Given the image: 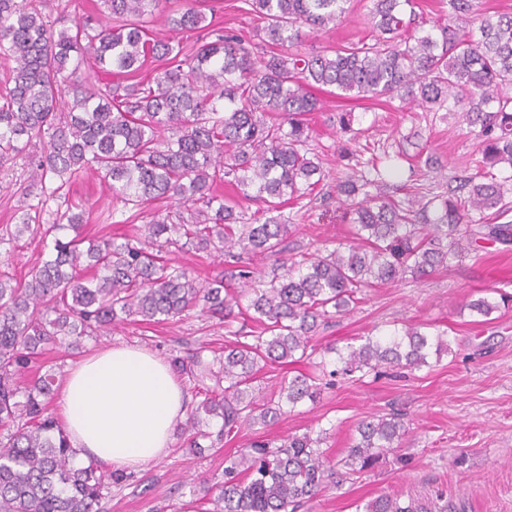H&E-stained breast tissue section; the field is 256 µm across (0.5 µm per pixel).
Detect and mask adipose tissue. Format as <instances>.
Listing matches in <instances>:
<instances>
[{
	"label": "adipose tissue",
	"mask_w": 512,
	"mask_h": 512,
	"mask_svg": "<svg viewBox=\"0 0 512 512\" xmlns=\"http://www.w3.org/2000/svg\"><path fill=\"white\" fill-rule=\"evenodd\" d=\"M57 405L79 458L110 472L165 456L186 410L183 388L168 365L123 345L98 350L71 369Z\"/></svg>",
	"instance_id": "obj_1"
}]
</instances>
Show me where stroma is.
<instances>
[{"instance_id": "35a3bbf8", "label": "stroma", "mask_w": 512, "mask_h": 512, "mask_svg": "<svg viewBox=\"0 0 512 512\" xmlns=\"http://www.w3.org/2000/svg\"><path fill=\"white\" fill-rule=\"evenodd\" d=\"M100 2L35 0L58 30L79 18L104 19ZM211 3L214 12L207 23L259 42L262 22L242 0ZM370 7L369 0H354L342 22L306 38L299 52L330 50L368 36ZM318 96L324 107L308 117V146L326 178L301 205L285 207L293 222L291 247L314 252L351 242L352 226L342 218L336 184L363 171L370 159L386 168L388 185L432 197L447 192L481 157L479 139L452 113L429 112L396 97L355 99L325 90ZM345 111L357 117L349 131L338 123ZM69 208L83 212L86 238L133 231L132 220L114 212L112 191L96 170L80 173L50 196L33 185L27 153L0 165V270L24 280L47 254L30 235L14 239L23 212L37 213L41 223L50 224ZM503 294L512 295V246L491 242L449 257L423 278L367 289L352 311L314 336L317 348L356 346L364 336L421 322L447 330L450 353L429 368L397 373L384 368L358 380L337 378L317 403L298 404L268 424L242 425L234 438L200 456L189 453L184 435L174 432L168 455L136 469V484L114 487L106 512H178L200 497L203 479L221 477L225 455L257 440L277 443L322 431L323 449L331 460H339L356 438L358 423L386 414L398 417L405 429L395 453L362 474L327 484L299 512H363L367 503L388 492L415 499L459 498L466 512H512V307L495 312L488 322L467 307L471 299ZM224 341L223 324L194 309L161 324L126 321L109 335L84 338L80 353L61 362L63 370H70L80 357L112 344L135 346L167 362L201 346L223 354Z\"/></svg>"}]
</instances>
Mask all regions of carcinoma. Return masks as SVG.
I'll return each instance as SVG.
<instances>
[{
  "label": "carcinoma",
  "mask_w": 512,
  "mask_h": 512,
  "mask_svg": "<svg viewBox=\"0 0 512 512\" xmlns=\"http://www.w3.org/2000/svg\"><path fill=\"white\" fill-rule=\"evenodd\" d=\"M102 0L115 25L77 20L58 32L28 0H0V53L14 58L8 86L0 90V161L37 139L43 152L30 159L32 178L67 183L87 168L112 181L116 202L138 211L167 199L188 210H156L132 236L103 238L82 248L84 215L68 211L43 228L52 256L34 265L22 283L0 273V512H104L112 485L132 475L105 474L76 461L68 434L50 405L59 383L46 351L73 338L101 336L112 324L136 316L162 323L194 308L224 320L235 340L224 357L208 360L196 349L172 370L193 381L201 397L180 424L193 453L214 448L241 425L284 413L283 404L319 398L328 380L300 374L280 388L285 402H259L256 374L269 364L291 365L317 354L312 337L349 312L366 288L420 278L455 253L491 241L512 246V221L480 224L472 213L500 217L512 211V14L470 29L474 0H448V23L430 28L414 0H372L374 42L361 38L327 52L275 53L327 30L351 11L352 0H246L263 20L264 46L245 43L232 29H213L197 46L150 37L157 12L179 30L201 28L206 16L187 2ZM410 10H405V7ZM91 56L98 68L134 76L149 59L164 62L145 82L97 87L68 85L69 66ZM334 87L356 97L398 96L432 112L450 104L481 139L475 173L446 198L395 199L383 188V171L336 184L347 205L356 243L325 254L298 251L284 258L290 235L288 203L311 195L325 174L308 155L307 116L320 110L314 90ZM72 100L64 101L65 91ZM229 182L243 198L263 203L251 216L233 200L217 201L214 183ZM375 188L372 194L369 188ZM224 254V269L202 284L173 258L187 246ZM275 257L266 268L252 257ZM509 304L480 296L468 303L488 317ZM246 315L247 335L232 329ZM447 331L428 333L406 324L366 337L315 366L330 378L381 368L420 369L450 351ZM44 373L24 385L32 368ZM221 420L215 432L201 415ZM403 429L393 417L360 423L358 437L340 460L324 452L321 434L291 435L273 446L256 442L224 457V477L209 486L206 512H297L324 484L372 468ZM435 501L382 494L365 512H435Z\"/></svg>",
  "instance_id": "carcinoma-1"
}]
</instances>
